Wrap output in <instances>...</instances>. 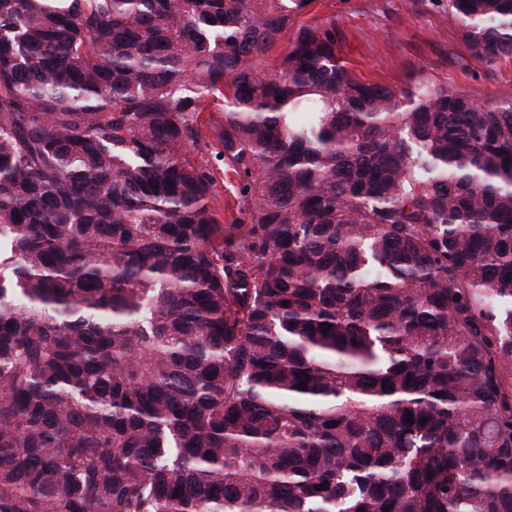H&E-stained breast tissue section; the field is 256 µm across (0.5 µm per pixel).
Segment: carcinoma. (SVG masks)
I'll list each match as a JSON object with an SVG mask.
<instances>
[{
  "instance_id": "carcinoma-1",
  "label": "carcinoma",
  "mask_w": 512,
  "mask_h": 512,
  "mask_svg": "<svg viewBox=\"0 0 512 512\" xmlns=\"http://www.w3.org/2000/svg\"><path fill=\"white\" fill-rule=\"evenodd\" d=\"M314 2L0 0V512H512V102Z\"/></svg>"
}]
</instances>
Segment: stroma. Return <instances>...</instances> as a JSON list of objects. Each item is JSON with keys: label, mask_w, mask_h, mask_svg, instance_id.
I'll list each match as a JSON object with an SVG mask.
<instances>
[{"label": "stroma", "mask_w": 512, "mask_h": 512, "mask_svg": "<svg viewBox=\"0 0 512 512\" xmlns=\"http://www.w3.org/2000/svg\"><path fill=\"white\" fill-rule=\"evenodd\" d=\"M335 19L342 56L361 79L391 86L423 74L483 103L512 100V57H472L448 0H314L308 20Z\"/></svg>", "instance_id": "35a3bbf8"}]
</instances>
